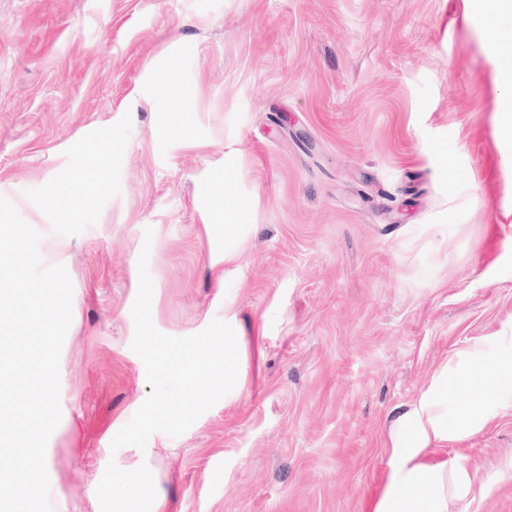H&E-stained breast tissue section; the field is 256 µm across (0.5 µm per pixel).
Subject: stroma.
I'll return each instance as SVG.
<instances>
[{"mask_svg": "<svg viewBox=\"0 0 512 512\" xmlns=\"http://www.w3.org/2000/svg\"><path fill=\"white\" fill-rule=\"evenodd\" d=\"M510 54L471 0H0V197L73 286L50 512H369L400 416L512 336ZM144 250L154 326L229 324L238 375L115 450ZM427 457L471 477L449 512H512V405ZM502 86L508 93L503 98L504 106L501 113V129L505 137H512V60L507 59L500 73ZM94 177L93 160H87L79 172L69 181V188L72 193L79 194L81 198H87L90 189L95 184H91Z\"/></svg>", "mask_w": 512, "mask_h": 512, "instance_id": "35a3bbf8", "label": "stroma"}]
</instances>
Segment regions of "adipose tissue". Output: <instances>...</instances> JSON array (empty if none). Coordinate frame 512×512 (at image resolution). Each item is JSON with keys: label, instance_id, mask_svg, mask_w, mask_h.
<instances>
[{"label": "adipose tissue", "instance_id": "obj_1", "mask_svg": "<svg viewBox=\"0 0 512 512\" xmlns=\"http://www.w3.org/2000/svg\"><path fill=\"white\" fill-rule=\"evenodd\" d=\"M495 342L502 347L495 356L478 348L458 366L442 367L401 417L390 435L387 482L372 512H448L450 502L468 494L470 477L462 465L427 463L421 455L483 426L501 408V395H512V336L496 337ZM474 390L485 393L480 405L449 409V392Z\"/></svg>", "mask_w": 512, "mask_h": 512}]
</instances>
